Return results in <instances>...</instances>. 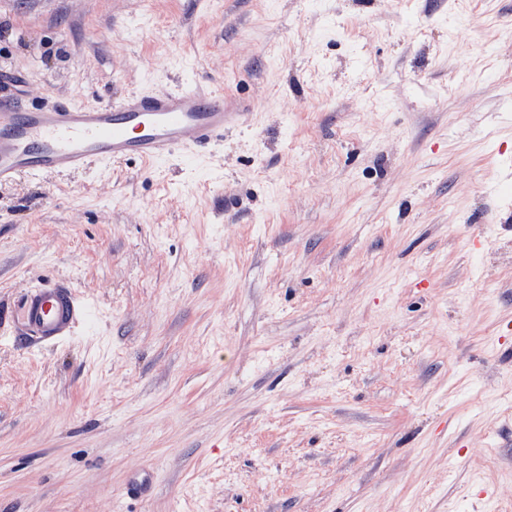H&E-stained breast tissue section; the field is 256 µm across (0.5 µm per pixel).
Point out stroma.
I'll return each mask as SVG.
<instances>
[{"mask_svg":"<svg viewBox=\"0 0 512 512\" xmlns=\"http://www.w3.org/2000/svg\"><path fill=\"white\" fill-rule=\"evenodd\" d=\"M223 91L209 149L0 185V512H512V0H0V105ZM74 288L71 283L35 288L20 298L7 321L2 320L1 331L30 336L41 343L72 335L87 316V306Z\"/></svg>","mask_w":512,"mask_h":512,"instance_id":"stroma-1","label":"stroma"}]
</instances>
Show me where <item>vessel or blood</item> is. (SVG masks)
<instances>
[{
	"label": "vessel or blood",
	"mask_w": 512,
	"mask_h": 512,
	"mask_svg": "<svg viewBox=\"0 0 512 512\" xmlns=\"http://www.w3.org/2000/svg\"><path fill=\"white\" fill-rule=\"evenodd\" d=\"M224 109L223 92L191 89L135 93L120 103L80 107H0V184L22 173L71 172L112 159L153 163L175 152L204 149L224 128L245 121ZM87 307L73 284L37 288L15 305L0 330L53 342L72 335Z\"/></svg>",
	"instance_id": "obj_1"
}]
</instances>
